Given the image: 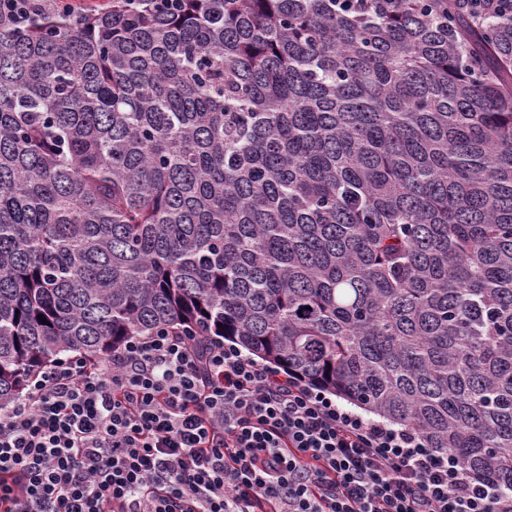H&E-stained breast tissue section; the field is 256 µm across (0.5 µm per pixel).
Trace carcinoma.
Wrapping results in <instances>:
<instances>
[{"instance_id":"carcinoma-1","label":"carcinoma","mask_w":512,"mask_h":512,"mask_svg":"<svg viewBox=\"0 0 512 512\" xmlns=\"http://www.w3.org/2000/svg\"><path fill=\"white\" fill-rule=\"evenodd\" d=\"M160 328L231 340L511 495L512 15L0 13V406Z\"/></svg>"}]
</instances>
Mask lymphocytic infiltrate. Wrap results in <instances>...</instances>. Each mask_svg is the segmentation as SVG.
Returning a JSON list of instances; mask_svg holds the SVG:
<instances>
[{
    "label": "lymphocytic infiltrate",
    "instance_id": "obj_1",
    "mask_svg": "<svg viewBox=\"0 0 512 512\" xmlns=\"http://www.w3.org/2000/svg\"><path fill=\"white\" fill-rule=\"evenodd\" d=\"M0 512H512L413 431L218 337L78 355L0 408Z\"/></svg>",
    "mask_w": 512,
    "mask_h": 512
}]
</instances>
